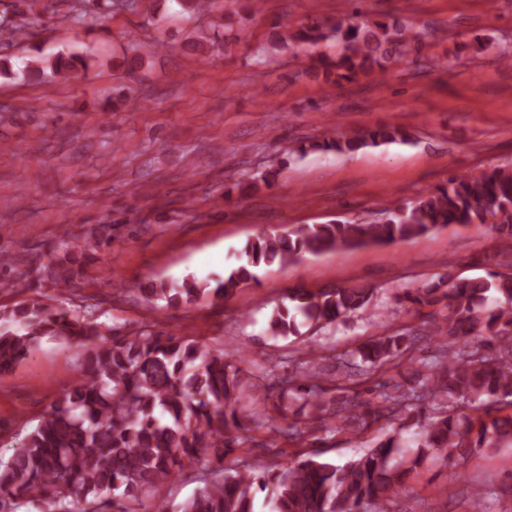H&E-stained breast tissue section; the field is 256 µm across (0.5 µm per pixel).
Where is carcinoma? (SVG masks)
<instances>
[{"label":"carcinoma","instance_id":"obj_1","mask_svg":"<svg viewBox=\"0 0 512 512\" xmlns=\"http://www.w3.org/2000/svg\"><path fill=\"white\" fill-rule=\"evenodd\" d=\"M25 26L17 16L0 14V36L22 38ZM334 39L343 52L324 65L326 80H351L386 63L402 61L419 42V34L395 21L375 20L366 26L338 20L315 24L300 32H284L280 41L317 45ZM85 65L82 56L38 54L26 74L40 79L46 70L66 75ZM400 131L379 126L339 135L311 148L344 153L378 142L393 141ZM493 222L502 249L512 253V168L493 167L448 179L427 195L383 212L374 224L336 221L297 224L279 233L247 240L245 262L222 283L208 290L196 281L153 282L146 298L169 305L193 304L208 294L223 299L242 284L257 280L256 270L282 266L306 255L365 244H391L452 224ZM98 241L60 242V266L48 272L61 294L74 293L82 272L80 261ZM26 273L0 259V288H30ZM375 290L296 288L289 304L273 311L268 332L299 336L304 325L326 327L365 312ZM400 300L430 313L434 335L463 341V347L442 353L432 362L411 356L414 336L403 330L375 336L358 354L340 362L341 372L326 376L311 366L296 365L293 373L271 368L254 375L225 360L224 347L201 344L185 336L155 332L147 326L123 332L98 322L92 305L63 309L38 299L0 309V373L25 360L45 337L67 341L80 349L73 383L38 420L10 459L0 462V512L24 505L39 512H138L144 497L153 496L172 476L202 456L223 464L252 436L239 415L242 402L256 406L252 422L271 434H303L288 422V401L302 400L309 419L327 434L362 433L378 425L401 422L413 432L417 447L402 446L388 436L344 463L302 454L256 471L239 460L215 473L181 506V512H257L256 495L265 493L268 512H390L405 479L433 453L457 469L479 448L512 444V274L495 271L484 277L439 280L404 293ZM485 341L473 347L471 336ZM408 365L401 373L361 394L343 379L370 375L386 364ZM470 404L482 411L473 417L448 411V404Z\"/></svg>","mask_w":512,"mask_h":512}]
</instances>
